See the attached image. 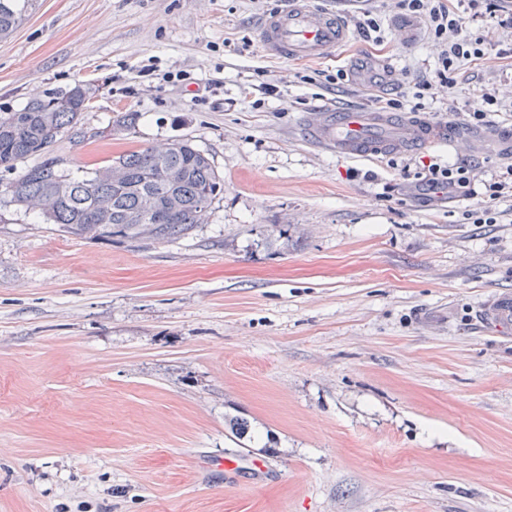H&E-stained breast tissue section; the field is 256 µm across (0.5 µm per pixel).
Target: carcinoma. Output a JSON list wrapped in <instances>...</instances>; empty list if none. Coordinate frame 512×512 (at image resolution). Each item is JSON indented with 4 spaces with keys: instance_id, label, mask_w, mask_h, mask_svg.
Returning <instances> with one entry per match:
<instances>
[{
    "instance_id": "cac0c4a2",
    "label": "carcinoma",
    "mask_w": 512,
    "mask_h": 512,
    "mask_svg": "<svg viewBox=\"0 0 512 512\" xmlns=\"http://www.w3.org/2000/svg\"><path fill=\"white\" fill-rule=\"evenodd\" d=\"M30 6L32 0H0V38L16 30ZM89 101V87L76 84L60 96L35 95L15 112H0V170L39 158L21 175L0 179V207L15 206L61 232L92 238L168 240L202 223L224 194V176L189 140L127 150L81 177L68 172L52 153L64 134L110 139L138 119L135 112H120L108 129L89 135L81 127Z\"/></svg>"
}]
</instances>
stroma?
Wrapping results in <instances>:
<instances>
[{"label":"stroma","mask_w":512,"mask_h":512,"mask_svg":"<svg viewBox=\"0 0 512 512\" xmlns=\"http://www.w3.org/2000/svg\"><path fill=\"white\" fill-rule=\"evenodd\" d=\"M285 0H33L0 39V112L76 84L73 172L188 138L224 176L204 223L162 242L80 237L0 209V512H512V333L479 310L512 294V198L426 201L423 165L494 176L512 151V29L471 25L490 56L434 82L442 49L392 0H316L354 21L323 60L263 52ZM152 79L141 77L144 66ZM385 93L452 121L497 96L470 145L349 159L295 129L312 106ZM273 92L260 90V83ZM249 429L243 439L228 422ZM356 28L359 33L366 38L367 41H372L377 47L384 45L385 30L382 28L381 20L378 15L370 11L362 13V17L357 18Z\"/></svg>","instance_id":"stroma-1"}]
</instances>
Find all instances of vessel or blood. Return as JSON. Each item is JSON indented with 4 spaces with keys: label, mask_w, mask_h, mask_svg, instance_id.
<instances>
[{
    "label": "vessel or blood",
    "mask_w": 512,
    "mask_h": 512,
    "mask_svg": "<svg viewBox=\"0 0 512 512\" xmlns=\"http://www.w3.org/2000/svg\"><path fill=\"white\" fill-rule=\"evenodd\" d=\"M349 38L345 19L334 11L318 9L313 0H287L285 6L265 14L258 26L265 52L289 61L326 58ZM300 126L307 138L320 146L356 159L454 145L466 137L464 127L453 122L327 105L306 111ZM481 319L498 332L512 326V295L489 303L482 309Z\"/></svg>",
    "instance_id": "b4317fda"
}]
</instances>
